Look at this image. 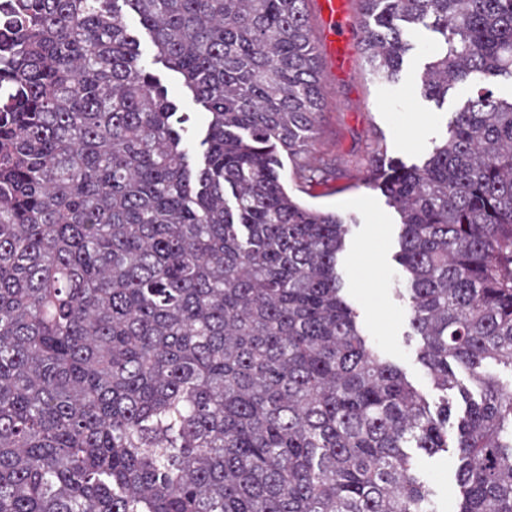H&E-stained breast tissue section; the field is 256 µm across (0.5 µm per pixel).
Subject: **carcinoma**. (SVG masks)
<instances>
[{
	"label": "carcinoma",
	"instance_id": "carcinoma-1",
	"mask_svg": "<svg viewBox=\"0 0 512 512\" xmlns=\"http://www.w3.org/2000/svg\"><path fill=\"white\" fill-rule=\"evenodd\" d=\"M136 14L209 114L190 163ZM371 74L453 113L420 166L377 145L433 387L382 358L343 294L306 0H9L0 32V512H429L415 452L453 447L458 512H512V0H360ZM465 369L477 394L459 385Z\"/></svg>",
	"mask_w": 512,
	"mask_h": 512
}]
</instances>
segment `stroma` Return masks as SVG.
Listing matches in <instances>:
<instances>
[{
  "label": "stroma",
  "mask_w": 512,
  "mask_h": 512,
  "mask_svg": "<svg viewBox=\"0 0 512 512\" xmlns=\"http://www.w3.org/2000/svg\"><path fill=\"white\" fill-rule=\"evenodd\" d=\"M347 16L351 38L346 57H334L326 47L318 50L325 107L312 153L331 159L335 175L323 185L302 184L292 178L288 159L283 162V173L288 177L289 194L298 201L354 219L339 259L346 296L378 350L435 404L439 393L418 361L419 339L410 333V309L398 293L401 274L394 256L399 250V218L374 186L369 147L378 141L388 158L407 165L422 163L442 141L451 116L473 95L474 88L457 84L441 102L421 97L420 75L437 43L436 34L422 26L411 30L414 48L404 58L399 81H377L370 73L362 42L359 0H347ZM139 39L142 66L158 76L178 110L188 113L183 139L198 147L208 123L207 112L194 101L179 75L157 62L149 35L140 32ZM415 463L432 491L434 512H458L455 453H420Z\"/></svg>",
  "instance_id": "1"
}]
</instances>
